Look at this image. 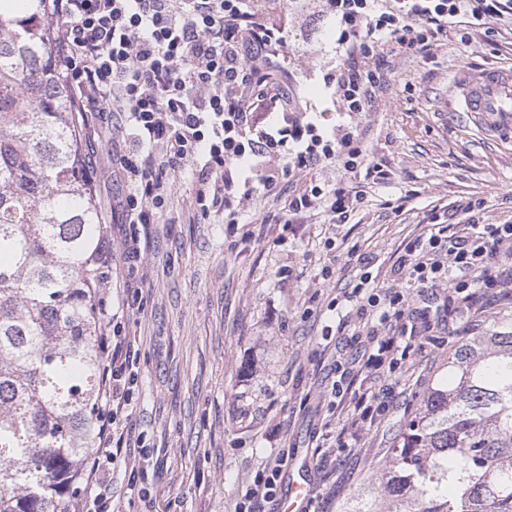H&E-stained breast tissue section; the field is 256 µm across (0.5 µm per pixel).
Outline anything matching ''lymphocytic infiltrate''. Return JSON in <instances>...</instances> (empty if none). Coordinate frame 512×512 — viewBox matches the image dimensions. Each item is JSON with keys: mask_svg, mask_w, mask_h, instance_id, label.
Returning a JSON list of instances; mask_svg holds the SVG:
<instances>
[{"mask_svg": "<svg viewBox=\"0 0 512 512\" xmlns=\"http://www.w3.org/2000/svg\"><path fill=\"white\" fill-rule=\"evenodd\" d=\"M336 22L335 68L324 81L346 115L369 111L382 78L385 53H429L459 19L478 25L512 16V0H325ZM59 66L82 112L118 115L116 127L129 145L119 163L128 192L121 204L131 224H155L163 216L175 173L195 182L190 208L196 219L223 213L239 222L241 205L257 190H275L286 178L316 167L352 173L366 154L362 132L352 122L325 131L312 119L311 104L290 74L278 65L287 46L284 29L260 13L254 0H54ZM359 193L337 183L309 185L292 198L288 210H322L327 223H345ZM463 224H429L407 244L393 268L419 293L440 288L462 295L468 307L482 291L512 289V221L481 222L475 205ZM359 316L376 319L388 333L375 336L363 360L335 361L338 376L329 395L351 398L354 412L334 438L354 447L363 422L387 405L366 387L344 389L363 368L383 369L408 333L397 293L371 291L361 276L347 296ZM98 336L104 362L99 396V427L91 456L82 463L83 494L73 512H116L112 469L124 463L130 487L144 485L153 465L143 440L127 434L137 384L135 341L119 320L138 294L127 291L121 305L103 292ZM138 447L140 458L129 461ZM286 454L268 457L250 480L237 512H266L277 498Z\"/></svg>", "mask_w": 512, "mask_h": 512, "instance_id": "lymphocytic-infiltrate-1", "label": "lymphocytic infiltrate"}]
</instances>
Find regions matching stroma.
Here are the masks:
<instances>
[{"label": "stroma", "instance_id": "1", "mask_svg": "<svg viewBox=\"0 0 512 512\" xmlns=\"http://www.w3.org/2000/svg\"><path fill=\"white\" fill-rule=\"evenodd\" d=\"M273 18L288 43L280 63L320 123L330 129L345 122L323 82L336 62V25L321 0H288ZM503 65L512 66V28L460 24L429 57L386 55L372 108L354 119L368 168L354 175L315 169L273 193L257 192L232 229L220 216L190 222L193 184L181 173L162 223L113 225L114 240L133 235L141 248L130 284L141 289L143 307L121 320L137 339L129 429L161 462L143 493L129 490L123 469L114 470L120 512H235L247 482L281 451L288 454L286 480L309 486L306 512H341L445 374L452 345L489 323L512 321V304L499 295L488 294L477 316L444 289L422 319L421 297L390 272L425 225L462 221L467 203L480 204L486 221L512 219V132L457 111L453 92L461 68ZM87 120L90 141L103 120L96 113ZM98 142L90 179L108 215L128 180L103 154H122L126 145ZM340 180L362 194L347 223L333 226L319 214L290 221L288 201L300 186ZM365 271L378 286L403 292L415 334L395 373L374 382L388 412L357 447L325 448L333 363L367 342L357 316L340 317L330 303Z\"/></svg>", "mask_w": 512, "mask_h": 512}]
</instances>
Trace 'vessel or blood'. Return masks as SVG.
Here are the masks:
<instances>
[{
	"instance_id": "vessel-or-blood-1",
	"label": "vessel or blood",
	"mask_w": 512,
	"mask_h": 512,
	"mask_svg": "<svg viewBox=\"0 0 512 512\" xmlns=\"http://www.w3.org/2000/svg\"><path fill=\"white\" fill-rule=\"evenodd\" d=\"M460 111L482 115L490 125H512V68L464 71L455 80Z\"/></svg>"
}]
</instances>
